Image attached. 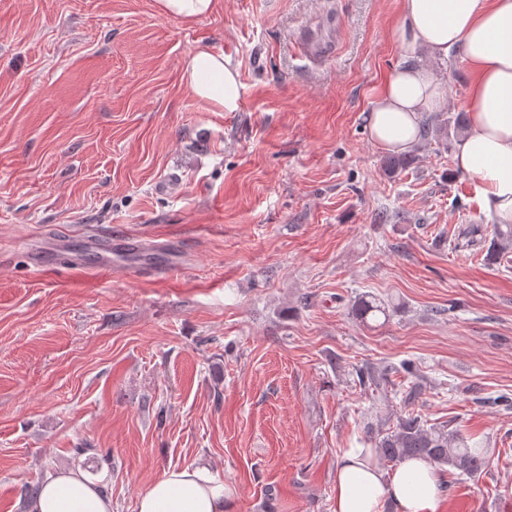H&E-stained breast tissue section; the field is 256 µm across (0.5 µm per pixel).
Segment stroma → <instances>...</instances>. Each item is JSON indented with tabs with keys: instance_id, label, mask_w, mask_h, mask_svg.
Masks as SVG:
<instances>
[{
	"instance_id": "obj_1",
	"label": "stroma",
	"mask_w": 512,
	"mask_h": 512,
	"mask_svg": "<svg viewBox=\"0 0 512 512\" xmlns=\"http://www.w3.org/2000/svg\"><path fill=\"white\" fill-rule=\"evenodd\" d=\"M400 0H220L193 23L157 0H0V512L25 486L104 475L112 512L170 468L207 464L237 512H331L336 463L380 401L365 362L411 360L419 410L478 442L448 469L443 512H512V248L466 245L494 214L456 170L457 131H427L405 169L372 140L371 88L402 62ZM335 35L306 65L305 27ZM209 48L239 72L213 112L180 82ZM463 111L459 52L434 64ZM174 181L170 192L161 184ZM169 241L163 274L42 267L106 230ZM369 294L393 307L357 320Z\"/></svg>"
}]
</instances>
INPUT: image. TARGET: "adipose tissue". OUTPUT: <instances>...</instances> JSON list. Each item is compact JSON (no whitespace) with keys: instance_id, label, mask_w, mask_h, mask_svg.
I'll use <instances>...</instances> for the list:
<instances>
[{"instance_id":"adipose-tissue-1","label":"adipose tissue","mask_w":512,"mask_h":512,"mask_svg":"<svg viewBox=\"0 0 512 512\" xmlns=\"http://www.w3.org/2000/svg\"><path fill=\"white\" fill-rule=\"evenodd\" d=\"M396 41L403 62L373 90L367 125L374 143L404 153L420 141L422 117L448 104L445 87L426 58L457 48L472 73L457 168L478 184L482 206L512 223V0H400ZM181 80L215 112L240 105L239 73L223 53L187 55ZM442 483L428 464L410 460L393 471L368 466L354 448L336 465L332 512H441ZM236 504L210 468L163 472L140 494L137 512H235ZM27 512H112V499L83 471L48 479Z\"/></svg>"}]
</instances>
